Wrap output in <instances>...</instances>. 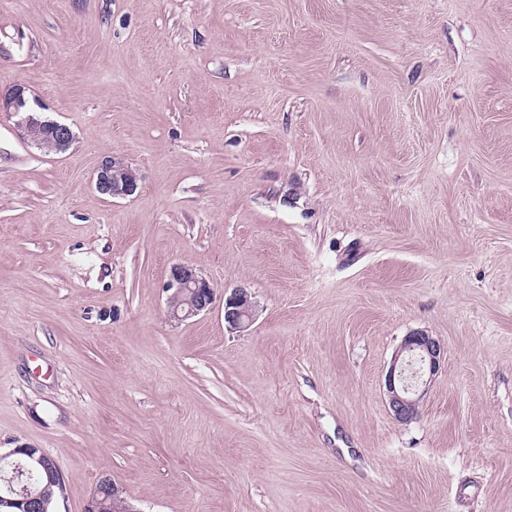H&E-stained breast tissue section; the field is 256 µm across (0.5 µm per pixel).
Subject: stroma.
Listing matches in <instances>:
<instances>
[{
    "instance_id": "1",
    "label": "stroma",
    "mask_w": 512,
    "mask_h": 512,
    "mask_svg": "<svg viewBox=\"0 0 512 512\" xmlns=\"http://www.w3.org/2000/svg\"><path fill=\"white\" fill-rule=\"evenodd\" d=\"M17 86L76 137L0 112V455L54 460V512L104 476L136 512H512V0H0ZM177 264L215 291L180 324ZM138 181L136 169L120 156H106L95 172L96 190L111 198L133 195L138 188ZM258 303L251 292L236 289L224 300V322L234 329H245L255 319ZM444 354L443 344L424 331L413 332L402 340L383 384L397 422L407 424L415 419L426 386L440 369Z\"/></svg>"
}]
</instances>
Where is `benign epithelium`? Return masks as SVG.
Instances as JSON below:
<instances>
[{"label": "benign epithelium", "instance_id": "7a95c632", "mask_svg": "<svg viewBox=\"0 0 512 512\" xmlns=\"http://www.w3.org/2000/svg\"><path fill=\"white\" fill-rule=\"evenodd\" d=\"M11 112L19 117L18 125L38 148L48 147L55 153L67 150L74 141L72 129L65 123L42 116L36 99L25 95L16 87L5 99H0V112ZM49 132V140L42 142L31 137L36 129ZM139 176L135 168L120 156H107L95 172L96 190L111 198L131 196L138 188ZM167 310L171 320L182 322L207 312L213 303L214 291L210 283L194 268L176 265L166 284ZM258 303L251 292L244 288L235 290L224 300V322L234 329H245L255 319ZM445 354L443 344L424 331L406 336L391 361L384 378L383 388L394 419L407 424L415 419L425 390L440 369ZM0 463L9 469L3 476L4 488L0 492V512H42V491L33 484V474L45 473L48 481L63 480L55 462L41 449L14 448L0 456ZM112 494V500L122 499L123 488L112 478L101 479L86 502L84 512H98L104 507L101 487Z\"/></svg>", "mask_w": 512, "mask_h": 512}]
</instances>
